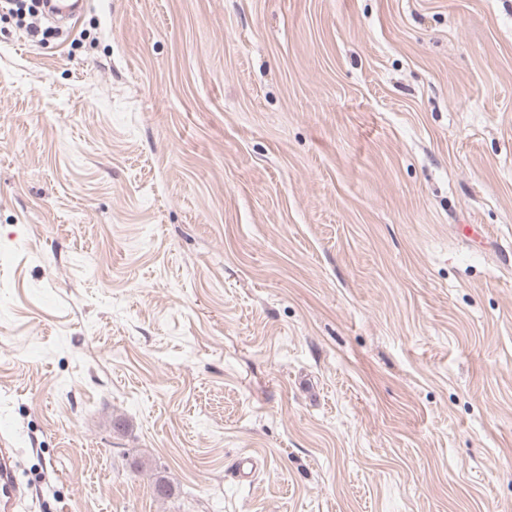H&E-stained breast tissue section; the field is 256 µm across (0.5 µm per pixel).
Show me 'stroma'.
Returning <instances> with one entry per match:
<instances>
[{"instance_id": "obj_1", "label": "stroma", "mask_w": 512, "mask_h": 512, "mask_svg": "<svg viewBox=\"0 0 512 512\" xmlns=\"http://www.w3.org/2000/svg\"><path fill=\"white\" fill-rule=\"evenodd\" d=\"M0 446L22 512H512V0L1 18Z\"/></svg>"}]
</instances>
